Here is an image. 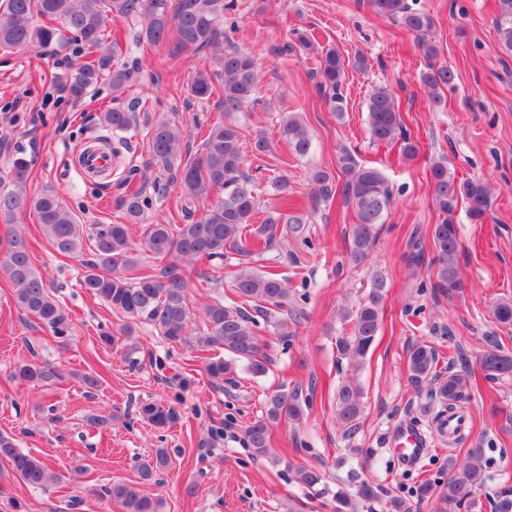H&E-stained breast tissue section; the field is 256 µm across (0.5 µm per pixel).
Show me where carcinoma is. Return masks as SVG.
Here are the masks:
<instances>
[{"instance_id":"obj_1","label":"carcinoma","mask_w":512,"mask_h":512,"mask_svg":"<svg viewBox=\"0 0 512 512\" xmlns=\"http://www.w3.org/2000/svg\"><path fill=\"white\" fill-rule=\"evenodd\" d=\"M365 3L374 13L399 22L415 37L426 60V66L418 73L419 87L435 105H441L444 91L454 89L458 75L436 64L439 48L432 39L433 17L412 7L408 0H365ZM232 7L230 0H0V48L79 41L94 58L66 72L59 82L69 96L80 99L103 81L111 82L116 90L123 89L130 81V71L118 66L112 52L103 47L109 22L140 19L135 39L139 46L170 41L176 53L201 52L220 42L224 35V17ZM496 26L502 53L512 56V0H498ZM299 48H311V40L304 33L297 34L292 43L274 46L272 52L286 55ZM366 66L362 54L345 56L335 48L322 53L314 76L318 77V88L326 94L337 118H342L345 112L340 92L345 73ZM259 83L260 70L255 57L235 47L219 55L217 68H205L195 74L190 84L191 95L198 99L218 95L224 112V121L211 126L201 151L182 158V130L174 121L160 119L151 128L152 151L167 169H177L184 211L191 221L148 224L137 240L132 236L131 225L144 219L150 201L143 191L127 194L123 207L129 223L93 225L90 241L94 246V259L85 263L82 280L83 288L127 319L123 327V337L127 339L131 338L136 325L145 324L173 346H188L202 352L224 350V357L213 358L206 365L209 374L218 380L237 367L254 377L268 374L272 361L262 350L255 327L258 319L278 310H288V279L273 272L239 270L232 280L235 300L226 303L217 298L205 305L204 328L192 334V312L180 267L201 257L222 258L227 246L247 253L253 240L268 248L281 228L295 239L306 241L308 216L301 208L291 213L284 208L268 209L261 224L254 225L258 204L254 178L244 170L246 153L249 150L265 153L270 150V142L258 134L251 147H245L235 116L256 101ZM367 112L368 128L374 141L392 143L400 139L403 155L408 159L416 157L419 149L404 128L399 97L394 89L389 86L373 89ZM135 119V111L116 108L98 117L102 126L115 133L127 131ZM280 133L297 156L306 157L311 152L312 136L297 115L284 116ZM337 169L342 174L339 179L322 169L311 174L310 200L315 207L337 194L342 197L356 219L350 233L351 254L356 259H364L375 242L377 225L385 222L392 193L380 168L359 163L354 153L345 147L337 153ZM29 175V161L18 157L0 178V217L8 219L16 211L28 208L57 252L67 256L82 252L84 225L76 222L57 193L45 190L28 194ZM429 179L433 207L438 213V221L431 228L434 287L446 290L458 285L460 210L466 208L470 220L476 224L481 222L489 211L492 189L481 179L457 180L445 156L433 159ZM216 191L223 192L224 197L212 203L210 198ZM200 204L203 213L195 220V208ZM137 250L167 261L162 277L137 270L134 257ZM0 269L9 280L16 305L48 328L54 337L66 338L70 329L68 313L35 268L30 241L23 231L10 228L0 235ZM385 288L384 276L376 275L367 301L344 315L343 320L352 323V327L349 333L336 338V350L341 358L355 364L366 359L381 329ZM493 315L497 322L512 326V301L496 302ZM437 365L435 347L427 344L414 347L409 354L411 381L418 385L431 379L437 385L440 399L454 403L464 399L469 385L468 372L454 371L445 376L437 371ZM483 367L494 377L511 374L512 358L494 354L483 362ZM13 378L33 387L64 381V375L48 361L25 362L16 367ZM361 398L362 389L356 382L345 380L337 386L336 419L342 425L355 424L362 411ZM142 416L161 429L178 419L176 409L163 403L144 405ZM304 416L298 392L277 390L271 393L263 414L244 428L246 448L257 459L273 458L272 428L282 423L298 424ZM0 458L6 459L33 488L44 489L59 483V477L44 462L17 448L11 436L0 434ZM480 458L479 448L472 449L462 460L448 458V480L422 482L415 488L416 497L435 499L436 512H470L478 507L477 492L484 485ZM168 462V452L157 449L155 458L140 464L141 480H152ZM295 477L298 483L314 487L323 481L324 473L315 467L299 466ZM102 494L121 512H160L162 508L160 499L125 482L104 487ZM377 498L378 487L361 480L354 494L336 493V512H355L356 501L371 502ZM488 505L490 512H512V487H501L488 498Z\"/></svg>"}]
</instances>
